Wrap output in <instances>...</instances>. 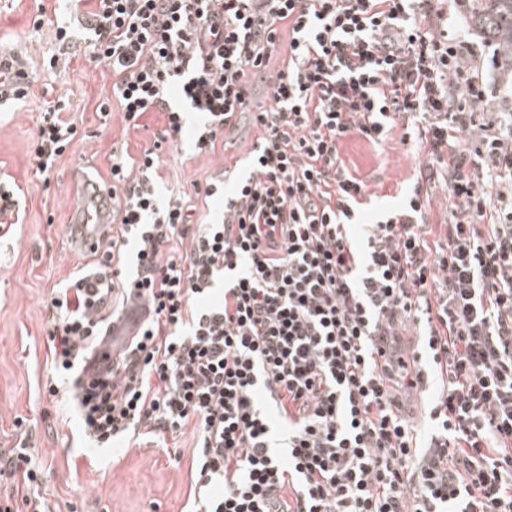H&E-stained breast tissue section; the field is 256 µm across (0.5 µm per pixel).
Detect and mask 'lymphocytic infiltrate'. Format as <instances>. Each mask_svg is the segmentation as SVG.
<instances>
[{
  "label": "lymphocytic infiltrate",
  "mask_w": 512,
  "mask_h": 512,
  "mask_svg": "<svg viewBox=\"0 0 512 512\" xmlns=\"http://www.w3.org/2000/svg\"><path fill=\"white\" fill-rule=\"evenodd\" d=\"M96 63L115 81L99 112L164 126L138 156L112 152V236L52 289L49 363L74 380L97 447L193 429L189 512H512V113L484 109L481 60L449 39L448 0H81ZM271 103L249 173L220 222L184 192L159 201V144L187 102L197 153L243 114L254 77ZM62 104L40 115L49 175L75 140ZM414 123L435 166L401 207L359 224L365 186L338 162L347 135ZM444 182L450 222L428 242L423 185ZM144 318L107 377L85 383L129 303ZM423 342L403 354L401 326ZM433 370L430 429L398 390ZM287 433L275 439L272 420ZM6 502L50 512L28 465Z\"/></svg>",
  "instance_id": "obj_1"
}]
</instances>
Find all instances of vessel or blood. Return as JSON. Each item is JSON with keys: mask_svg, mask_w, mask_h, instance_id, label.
Segmentation results:
<instances>
[{"mask_svg": "<svg viewBox=\"0 0 512 512\" xmlns=\"http://www.w3.org/2000/svg\"><path fill=\"white\" fill-rule=\"evenodd\" d=\"M28 79L25 64L12 67L9 79L0 82V103L21 95ZM111 225V186L87 179L75 184L66 224L74 253L82 255L92 252Z\"/></svg>", "mask_w": 512, "mask_h": 512, "instance_id": "vessel-or-blood-1", "label": "vessel or blood"}]
</instances>
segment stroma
<instances>
[{"instance_id":"stroma-1","label":"stroma","mask_w":512,"mask_h":512,"mask_svg":"<svg viewBox=\"0 0 512 512\" xmlns=\"http://www.w3.org/2000/svg\"><path fill=\"white\" fill-rule=\"evenodd\" d=\"M73 14L72 0H0V47L20 53L28 70L39 75L24 97L0 105V193H11L15 200L12 210L0 215L1 222L15 226L12 235L0 238V459L27 446L53 512H184L192 431L168 439L163 448L129 440L97 448L83 437L72 400L44 393L51 379L48 297L83 265L72 255L64 231L71 172L78 167L90 179L107 178L112 149L125 146L137 154L152 146L161 128L152 115L145 127L128 129L121 114L106 118L97 112L102 96L111 92L112 72L89 59L84 29L73 27L72 46H59L55 28L70 25ZM37 18L42 21L38 28L33 25ZM448 34L482 57L487 108L512 102V85L501 79L492 47L471 34L464 16H457ZM58 100L76 122L78 135L45 178L32 146L42 108ZM195 122L188 116L187 133L160 151L166 188L190 194L212 178L233 182L258 136L245 113L223 144L197 155L190 134ZM402 132L398 124L382 143L351 135L339 145L343 166L366 185L364 217L397 208L419 166L432 160L428 145L402 142Z\"/></svg>"}]
</instances>
